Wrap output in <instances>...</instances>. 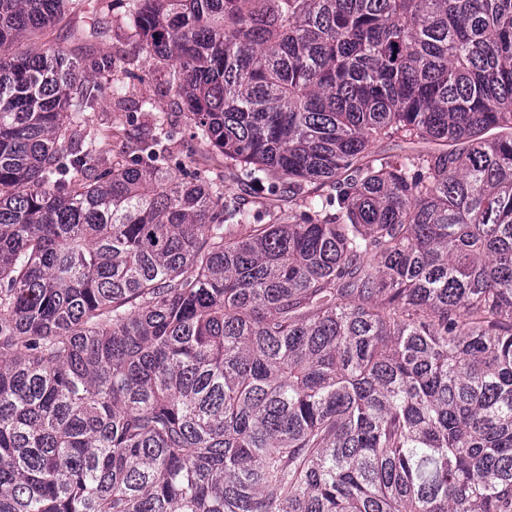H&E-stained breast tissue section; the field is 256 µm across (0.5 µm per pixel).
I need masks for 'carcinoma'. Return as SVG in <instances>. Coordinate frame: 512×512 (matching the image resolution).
Segmentation results:
<instances>
[{
  "instance_id": "cac0c4a2",
  "label": "carcinoma",
  "mask_w": 512,
  "mask_h": 512,
  "mask_svg": "<svg viewBox=\"0 0 512 512\" xmlns=\"http://www.w3.org/2000/svg\"><path fill=\"white\" fill-rule=\"evenodd\" d=\"M120 2L239 193L0 0V512H512V0ZM251 195L264 203L262 214L265 216V221L269 220L268 214L277 215L278 217L281 215V211L288 210V202L277 195L269 194L265 187H256Z\"/></svg>"
}]
</instances>
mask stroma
Wrapping results in <instances>:
<instances>
[{
  "label": "stroma",
  "mask_w": 512,
  "mask_h": 512,
  "mask_svg": "<svg viewBox=\"0 0 512 512\" xmlns=\"http://www.w3.org/2000/svg\"><path fill=\"white\" fill-rule=\"evenodd\" d=\"M108 3L88 0L84 12L66 17L27 41L26 49L41 52L61 47L87 64L105 58L129 62L128 70L113 72V86L104 89L87 128L91 135L107 137V159L129 152L131 137L150 138L153 116L162 112L171 130L169 152L190 166L208 170L212 177L223 180L228 193H235L237 179L233 170L225 168L223 155L193 138L181 99L167 93L163 76L153 72L141 53L122 9L109 8Z\"/></svg>",
  "instance_id": "35a3bbf8"
}]
</instances>
